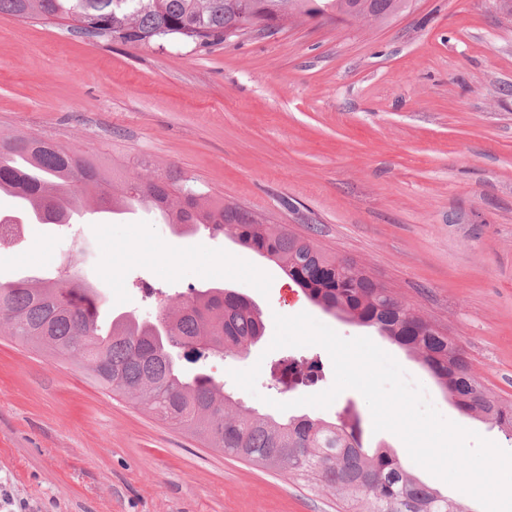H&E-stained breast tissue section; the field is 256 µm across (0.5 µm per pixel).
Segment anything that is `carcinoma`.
Segmentation results:
<instances>
[{
  "label": "carcinoma",
  "instance_id": "carcinoma-1",
  "mask_svg": "<svg viewBox=\"0 0 512 512\" xmlns=\"http://www.w3.org/2000/svg\"><path fill=\"white\" fill-rule=\"evenodd\" d=\"M412 0H0V14L57 20L82 37L119 46L158 43L205 49L237 38L256 20L263 34L287 17L367 18L386 22ZM21 200L19 215L40 224H69L79 212L112 206L110 215L140 209L182 233L199 228L264 253L325 312L374 329L414 354L462 414L512 433V403L488 393L455 341L430 326L388 289L329 257L281 225L262 224L226 206L179 170L131 176L106 168L80 148L28 134L0 136V193ZM99 289L82 279L36 276L0 283V331L52 357L63 354L102 388L118 393L204 447L268 471H285L318 491L337 493L346 512H471L412 474L387 448L365 446L357 417L339 422L306 414L279 419L235 401L210 375L192 377L175 352L200 346L234 358L265 332L259 309L224 287L193 296L155 321L114 313L101 321ZM319 363L287 356L279 382L319 380Z\"/></svg>",
  "mask_w": 512,
  "mask_h": 512
}]
</instances>
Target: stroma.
<instances>
[{"instance_id": "1", "label": "stroma", "mask_w": 512, "mask_h": 512, "mask_svg": "<svg viewBox=\"0 0 512 512\" xmlns=\"http://www.w3.org/2000/svg\"><path fill=\"white\" fill-rule=\"evenodd\" d=\"M77 145L103 164L183 171L266 224L284 225L357 268L447 332L491 394L512 402V0H416L389 23L287 20L205 51L109 46L45 22L0 14V135ZM74 271L109 308L143 320L221 285L261 311L264 338L204 368L246 406L329 389L319 346L271 349L274 317L301 312L393 356L447 419L512 451V438L461 414L412 354L323 312L271 261L229 238L177 235L154 214L59 228L30 224L0 248V280ZM321 365L285 389L286 355ZM259 366L255 393L231 371ZM356 413L371 446L402 461L395 434L374 432L362 395L295 414ZM0 486L30 512H342V500L202 447L79 366L0 335Z\"/></svg>"}]
</instances>
